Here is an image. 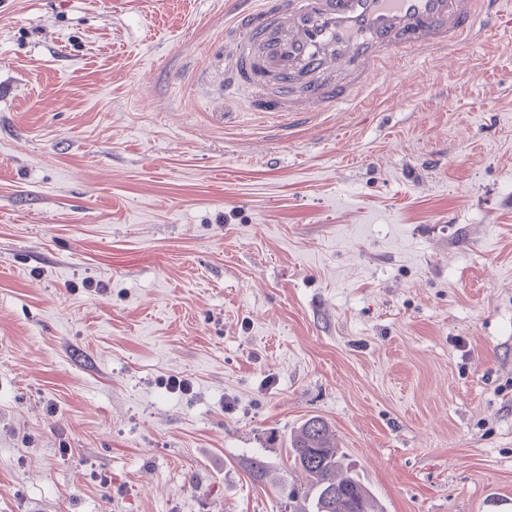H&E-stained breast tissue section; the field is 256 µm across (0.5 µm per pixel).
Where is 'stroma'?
I'll return each mask as SVG.
<instances>
[{"mask_svg":"<svg viewBox=\"0 0 512 512\" xmlns=\"http://www.w3.org/2000/svg\"><path fill=\"white\" fill-rule=\"evenodd\" d=\"M224 3L0 0V512H289L312 416L385 512H512V29L285 133Z\"/></svg>","mask_w":512,"mask_h":512,"instance_id":"obj_1","label":"stroma"}]
</instances>
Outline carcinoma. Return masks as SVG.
<instances>
[{"instance_id": "1", "label": "carcinoma", "mask_w": 512, "mask_h": 512, "mask_svg": "<svg viewBox=\"0 0 512 512\" xmlns=\"http://www.w3.org/2000/svg\"><path fill=\"white\" fill-rule=\"evenodd\" d=\"M293 464L307 480L302 505L288 494L293 512H383L368 487L352 473H341L338 448L324 419L305 420L290 441Z\"/></svg>"}]
</instances>
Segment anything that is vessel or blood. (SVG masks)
I'll list each match as a JSON object with an SVG mask.
<instances>
[{
    "label": "vessel or blood",
    "mask_w": 512,
    "mask_h": 512,
    "mask_svg": "<svg viewBox=\"0 0 512 512\" xmlns=\"http://www.w3.org/2000/svg\"><path fill=\"white\" fill-rule=\"evenodd\" d=\"M505 0H239L224 24V93L265 84L280 125L355 101L407 54H455L506 26Z\"/></svg>",
    "instance_id": "1"
}]
</instances>
